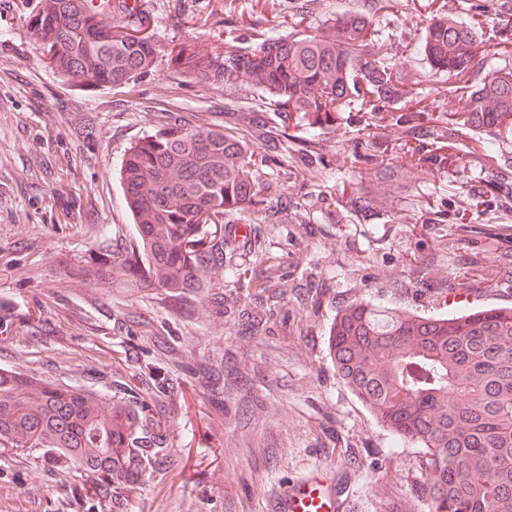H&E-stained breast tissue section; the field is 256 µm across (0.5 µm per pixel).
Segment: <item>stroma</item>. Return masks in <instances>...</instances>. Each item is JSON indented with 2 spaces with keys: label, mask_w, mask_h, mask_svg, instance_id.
I'll list each match as a JSON object with an SVG mask.
<instances>
[{
  "label": "stroma",
  "mask_w": 512,
  "mask_h": 512,
  "mask_svg": "<svg viewBox=\"0 0 512 512\" xmlns=\"http://www.w3.org/2000/svg\"><path fill=\"white\" fill-rule=\"evenodd\" d=\"M231 0H140L150 31L160 46L189 42L200 54L222 46L226 36L251 48L253 31L294 26L315 35L327 21L357 0H267L255 9L251 0L232 28H225ZM42 0H0V248L36 240L38 248L13 266L0 265V298L25 304L33 325L18 326L0 343V366L35 377L83 382L94 367L93 385L112 379V365L124 358L120 337L105 336L114 309L134 308L139 301L119 286L103 292L87 321L67 322L60 294L81 306L84 286L70 289L55 275V261L78 259L90 243L89 225L131 227L117 178L129 145L165 123L167 114L195 123L223 124L228 112H249L261 103V91L248 84L222 87L186 80L158 54L151 72L128 86L82 88L46 67L28 26ZM381 36L370 52L396 62L407 91V104L421 103L436 112H461L449 97L453 78L433 71L417 52L428 23L425 8L410 12L404 0H381L376 13ZM359 102L344 106L341 124L321 132L318 146L324 166L302 174H282L277 156L258 169V188L278 184L284 203L301 204L314 232L289 247V263L298 270L315 265L334 276L336 286L307 320L302 336H279L280 353L266 351L216 314L209 298L195 301L193 319L181 332L186 348L203 352L232 350L238 361L262 368L275 395L262 409L247 413L235 407L216 416L203 408L201 390L182 384L186 407L175 420L176 446L162 475L148 481L136 512H269L279 487L317 469L349 486V512H410L414 485L421 481L419 449L401 443L363 406L336 376L328 355L326 329L344 301L408 309L420 314H452L464 309L512 307V240L478 237L464 243L456 225L445 237L424 226L427 193L443 194L453 209L466 210L474 223L496 224L492 208L476 209L471 196L485 182L502 178L512 165V142L498 156L478 149L474 134L459 136L462 162L447 182L435 181L427 168L412 171L415 187L386 224H357L335 212L337 186L358 181L356 141L349 122ZM92 113L93 135L75 141L69 109ZM88 196L93 211L66 208V201ZM441 256L433 275H454L455 291L400 293L394 286L408 264L430 250ZM339 434L337 447H323L322 431ZM85 473H63L37 452H0V512H101Z\"/></svg>",
  "instance_id": "obj_1"
}]
</instances>
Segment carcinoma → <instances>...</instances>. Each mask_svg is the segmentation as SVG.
Returning a JSON list of instances; mask_svg holds the SVG:
<instances>
[{
  "instance_id": "carcinoma-1",
  "label": "carcinoma",
  "mask_w": 512,
  "mask_h": 512,
  "mask_svg": "<svg viewBox=\"0 0 512 512\" xmlns=\"http://www.w3.org/2000/svg\"><path fill=\"white\" fill-rule=\"evenodd\" d=\"M464 15L448 19L443 7L429 15L420 53L431 69L456 81L448 95L464 103L459 120L433 116L401 104L402 84L395 64L364 51L378 32L375 14L350 8L321 33L257 32L251 50L225 43L201 57L186 44L169 49L170 61L190 79L216 85L251 83L273 102L274 112H226L224 125L168 122L130 144L119 176L123 201L135 235L117 241L120 230L100 227L94 241L73 263L56 261L58 277L82 282L92 291L116 278L154 292L181 323L194 308L188 300L220 299L218 313L250 337L286 336L292 322L321 302L334 278L311 267L296 273L267 232L304 218L280 207L269 185L256 188L255 150L273 151L283 161L296 154L304 169L324 164L314 141L295 148L290 121L312 132L336 122V113L354 98H365L353 121L364 137L354 159L364 179L342 186L336 207L358 223L391 222L411 189L409 169L394 166L401 150L444 182L460 157L447 151L458 125L488 132L480 148L488 157L512 139V71L478 72L486 49L476 36L492 15L502 34L499 46H512V0L463 3ZM106 11L92 0H42L29 18L47 66L59 77L84 87L122 86L152 71L159 52L144 30L146 17ZM387 120L401 142L391 146L372 137ZM395 182L397 197L377 186ZM261 215V223L246 218ZM448 205L428 206L424 223H448ZM430 266L416 262L407 280L427 284ZM247 291L248 303L227 300L224 283ZM304 290V306L294 316L280 306L288 291ZM15 301L0 300V342L12 338L21 320ZM113 325L128 338L144 336L151 346L141 354L154 361L137 371L116 364L106 390L34 379L0 368V447L35 449L62 470L78 468L115 503L139 498L146 480L161 475L174 447L176 406L169 377L182 375L203 388L222 413L259 401L261 377L238 363L226 349L197 357L176 337L175 328L154 317V306L117 311ZM327 345L334 371L376 419L403 443L423 449L422 484L414 489L428 512H512V308L494 307L452 316L422 315L353 300L336 311Z\"/></svg>"
}]
</instances>
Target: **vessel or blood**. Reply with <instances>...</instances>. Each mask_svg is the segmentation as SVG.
<instances>
[{
    "mask_svg": "<svg viewBox=\"0 0 512 512\" xmlns=\"http://www.w3.org/2000/svg\"><path fill=\"white\" fill-rule=\"evenodd\" d=\"M342 489L326 475L314 472L289 481L271 501V512H345Z\"/></svg>",
    "mask_w": 512,
    "mask_h": 512,
    "instance_id": "b4317fda",
    "label": "vessel or blood"
}]
</instances>
